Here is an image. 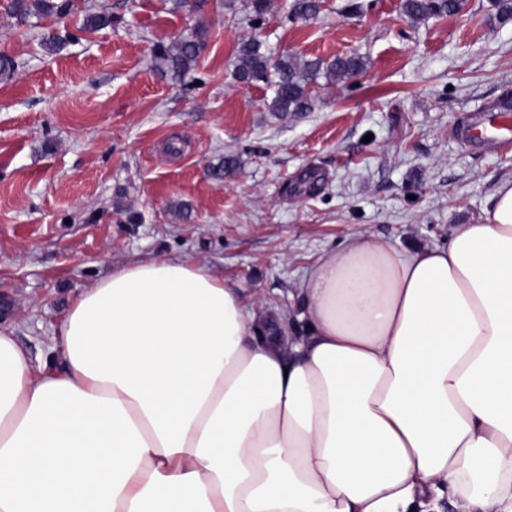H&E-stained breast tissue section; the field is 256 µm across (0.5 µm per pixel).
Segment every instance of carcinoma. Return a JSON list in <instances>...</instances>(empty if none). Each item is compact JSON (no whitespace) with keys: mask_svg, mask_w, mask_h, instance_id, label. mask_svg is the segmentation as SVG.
I'll return each mask as SVG.
<instances>
[{"mask_svg":"<svg viewBox=\"0 0 512 512\" xmlns=\"http://www.w3.org/2000/svg\"><path fill=\"white\" fill-rule=\"evenodd\" d=\"M66 0H13L11 12L22 19L30 16H48L66 11ZM402 12L413 23L434 16L455 14L462 8V0H402ZM321 0H293L290 15L294 19L309 21L317 16ZM115 23L114 17L105 12H87L81 29L95 31ZM206 32L196 28L189 34L157 48L158 69L181 83L196 67L205 44ZM361 55L351 53L332 60L301 61L294 56L273 58L262 42L252 38L242 43L234 62V74L244 83L262 82L271 92L267 108L274 116H298L311 111L313 101L311 85L319 76L329 81H347L364 70Z\"/></svg>","mask_w":512,"mask_h":512,"instance_id":"1","label":"carcinoma"}]
</instances>
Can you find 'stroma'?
Wrapping results in <instances>:
<instances>
[{"label": "stroma", "instance_id": "1", "mask_svg": "<svg viewBox=\"0 0 512 512\" xmlns=\"http://www.w3.org/2000/svg\"><path fill=\"white\" fill-rule=\"evenodd\" d=\"M402 0H324L291 20L270 0L260 28L248 0H70L44 19L11 18L0 0V327L33 363L66 367L61 325L113 270L164 258L203 263L263 300L295 296L322 255L366 231L399 249L448 241L512 178V145L458 142L464 118L512 92V19L491 0L408 20ZM112 27L81 31L86 12ZM207 31L187 85L155 66V48ZM70 34L59 52L41 45ZM330 60L357 53L354 82L319 79L311 112L277 118L264 84L233 76L239 45ZM238 168L217 180L225 157Z\"/></svg>", "mask_w": 512, "mask_h": 512}]
</instances>
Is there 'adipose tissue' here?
I'll use <instances>...</instances> for the list:
<instances>
[{
	"label": "adipose tissue",
	"instance_id": "ef3b65f1",
	"mask_svg": "<svg viewBox=\"0 0 512 512\" xmlns=\"http://www.w3.org/2000/svg\"><path fill=\"white\" fill-rule=\"evenodd\" d=\"M257 314L162 259L77 298L65 372L0 330V512H512V180L447 244L356 234Z\"/></svg>",
	"mask_w": 512,
	"mask_h": 512
}]
</instances>
